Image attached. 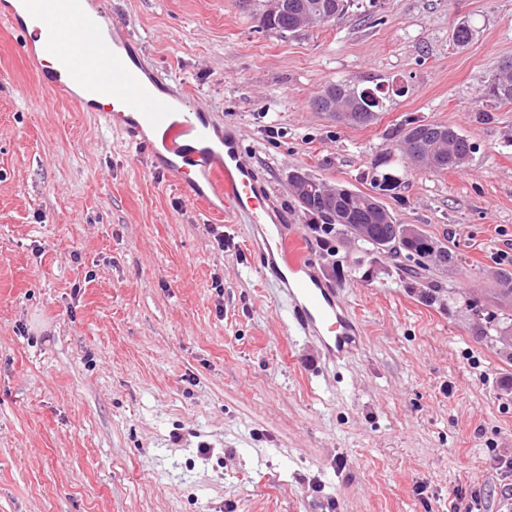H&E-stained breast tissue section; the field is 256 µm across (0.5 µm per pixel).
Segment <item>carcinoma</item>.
Segmentation results:
<instances>
[{
  "label": "carcinoma",
  "instance_id": "obj_1",
  "mask_svg": "<svg viewBox=\"0 0 512 512\" xmlns=\"http://www.w3.org/2000/svg\"><path fill=\"white\" fill-rule=\"evenodd\" d=\"M350 7V0H287L284 11L269 19L263 30L284 38L298 31V23L303 15L336 18L345 14ZM376 92V88L354 90L349 81L337 80L325 84L313 103L326 104L330 100L342 103L351 98L355 102V123L367 124L380 109V96ZM481 96L512 103V65H506L492 75L482 89ZM440 132L448 135L450 144L448 154L437 162L440 170L464 169L469 164L474 146L467 136L452 127L415 122L404 130L396 146L406 148V155L411 159L422 154L428 140ZM297 179L302 184L311 180L325 189L323 193L299 192L296 185H291L303 210L313 217L314 223L325 225L329 235L352 237L368 254H381L389 249L395 254L404 251L412 265L403 267V271L411 276L427 269V265L419 261L422 255L436 257L442 267L457 263V255L437 244L421 227L396 223L378 197L343 185L329 186L303 169L299 170ZM492 278L497 285L496 298L501 304L489 308L480 305L479 300L469 298L464 301V306L466 311L482 320L479 336L489 339L511 362L512 270L500 269L492 274Z\"/></svg>",
  "mask_w": 512,
  "mask_h": 512
}]
</instances>
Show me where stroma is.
<instances>
[{"mask_svg":"<svg viewBox=\"0 0 512 512\" xmlns=\"http://www.w3.org/2000/svg\"><path fill=\"white\" fill-rule=\"evenodd\" d=\"M101 5L209 130H237L360 347L336 365L285 329L252 225L45 89L0 21V512H512V362L463 308L512 269V103L478 97L512 60V0H369L285 38L238 0ZM344 79L404 91L342 124L311 101ZM411 121L466 135L469 165L395 156ZM296 167L377 194L457 263L414 279L404 257L320 242ZM385 173L397 187L376 192Z\"/></svg>","mask_w":512,"mask_h":512,"instance_id":"obj_1","label":"stroma"}]
</instances>
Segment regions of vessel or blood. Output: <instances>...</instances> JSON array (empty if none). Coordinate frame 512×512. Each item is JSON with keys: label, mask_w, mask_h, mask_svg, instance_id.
<instances>
[{"label": "vessel or blood", "mask_w": 512, "mask_h": 512, "mask_svg": "<svg viewBox=\"0 0 512 512\" xmlns=\"http://www.w3.org/2000/svg\"><path fill=\"white\" fill-rule=\"evenodd\" d=\"M28 2V18L7 10L0 19L26 33L34 56L55 57V69L45 75L48 85L81 108L93 101L117 103V110H105L104 116L116 120L137 147L149 146L145 130L161 131L168 174L186 183L196 199H218L226 215L248 214L261 236L256 245L259 258L271 265L283 260L278 281L287 326L318 343L328 361L343 362L357 343L360 324L340 289L317 275V262L305 244L288 233L285 224L267 225V190L240 156L234 136L225 134L223 153L207 146L196 134L197 119L206 116L204 108L178 109L158 94L126 52L124 40L106 38L91 22L92 0Z\"/></svg>", "instance_id": "obj_1"}]
</instances>
